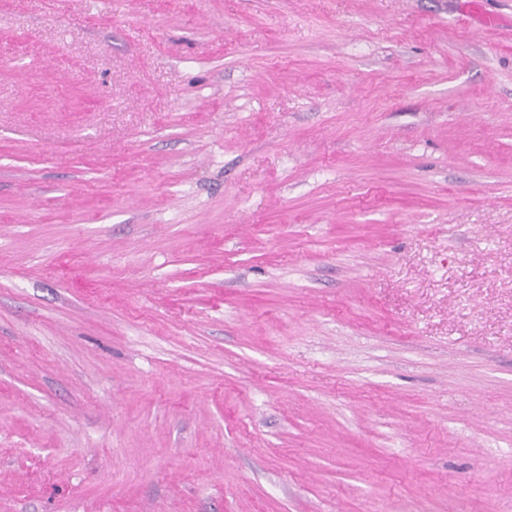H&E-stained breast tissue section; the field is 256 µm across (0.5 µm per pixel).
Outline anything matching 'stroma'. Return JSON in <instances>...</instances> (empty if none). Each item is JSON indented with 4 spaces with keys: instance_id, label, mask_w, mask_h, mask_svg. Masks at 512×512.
<instances>
[{
    "instance_id": "stroma-1",
    "label": "stroma",
    "mask_w": 512,
    "mask_h": 512,
    "mask_svg": "<svg viewBox=\"0 0 512 512\" xmlns=\"http://www.w3.org/2000/svg\"><path fill=\"white\" fill-rule=\"evenodd\" d=\"M0 512H512V0H0Z\"/></svg>"
}]
</instances>
